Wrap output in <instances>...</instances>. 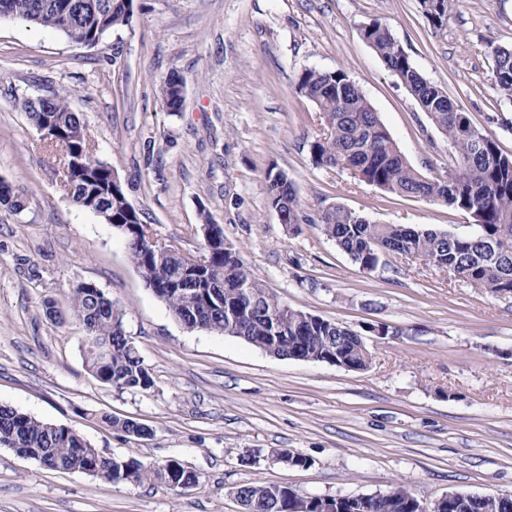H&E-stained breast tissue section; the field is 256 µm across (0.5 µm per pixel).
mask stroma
Masks as SVG:
<instances>
[{
  "label": "stroma",
  "mask_w": 512,
  "mask_h": 512,
  "mask_svg": "<svg viewBox=\"0 0 512 512\" xmlns=\"http://www.w3.org/2000/svg\"><path fill=\"white\" fill-rule=\"evenodd\" d=\"M389 27L420 73L512 154V102L492 82L487 41L512 46V0H459L429 25L419 0H136L132 27L92 47L60 31L0 18V180L23 193L0 208V406L69 427L110 456L175 458L200 475L182 494L50 470L0 447V512H240L234 489L261 480L307 496H358L401 483L424 503L452 492H512V298H496L419 259L393 255L363 272L316 226L331 205L378 224L466 235L465 212L399 197L346 170L313 165L323 132L297 90L303 70L341 69L360 87L406 159L447 170L452 149L363 39ZM185 80L181 111L161 86ZM67 88L93 154L122 182L150 236L202 255L199 211L224 227L253 275L288 306L364 332L371 363L350 372L281 359L242 339L190 330L146 287L122 233L78 206L61 155L18 99ZM294 181L305 222L280 224L265 172ZM91 283L123 324L155 385L98 381L69 306ZM390 333H365L368 324ZM131 418L136 439L102 415ZM291 449L308 466L277 460ZM253 465L242 462L244 456ZM183 77L177 72H171L162 87V96L164 104L168 111L179 112L181 109L182 101L179 96L178 84L182 82Z\"/></svg>",
  "instance_id": "35a3bbf8"
}]
</instances>
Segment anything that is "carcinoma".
Wrapping results in <instances>:
<instances>
[{
  "label": "carcinoma",
  "mask_w": 512,
  "mask_h": 512,
  "mask_svg": "<svg viewBox=\"0 0 512 512\" xmlns=\"http://www.w3.org/2000/svg\"><path fill=\"white\" fill-rule=\"evenodd\" d=\"M58 0H0L11 16L32 25L62 32L70 41L96 44L110 30L132 24L135 0H75L76 10L65 13ZM458 0H420L429 24L448 22ZM390 71L418 103L428 119L447 138L455 153L454 166L444 176L429 177L413 167L381 122L364 92L342 69L304 70L297 90L314 103L325 131L310 144L317 167H342L357 180L384 192L453 207L471 215L478 233L460 237L450 231L416 229L402 224H376L333 205L322 211L319 230L346 253L359 268L374 269L383 254L422 258L465 280L472 287L496 295L512 289V154H505L489 132L474 126L461 107L441 87L427 80L388 27L374 21L363 30ZM493 61V82L504 98L512 100V47L486 42ZM172 72L162 96L168 111L178 112L182 101ZM67 90L47 97L24 98L20 109L34 127L49 128L48 143L62 154L64 187L73 202L98 214L106 224H132L125 235L131 261L146 285L172 280L186 266L184 256L171 246L150 238L141 213L129 203L112 171L85 152L86 133L79 115L70 107ZM268 206L278 210L288 226L306 220L294 182L273 166L265 174ZM15 212L25 205L22 194L0 189V206ZM206 264L192 273V285L162 288L156 296L172 316L190 330L240 338L262 351L293 359L312 355L351 371L367 369V356L355 331L321 316H296V310L257 280L235 249L204 250ZM248 284L250 303L241 307L239 285ZM69 313L85 335L108 346L104 355L85 350L93 376L119 390L147 391L153 377L134 341L120 332L123 310L106 292L79 286L70 297ZM0 446L30 454L54 470L81 472L112 483L160 485L168 482L183 492L194 487L195 474L177 460L144 462L134 456H95L88 441L74 430L46 423L11 407L0 406ZM244 512H289L295 491L262 481L237 487ZM421 501L403 484L388 496H341L332 512H419ZM440 512H512V494L471 495L440 507Z\"/></svg>",
  "instance_id": "cac0c4a2"
}]
</instances>
